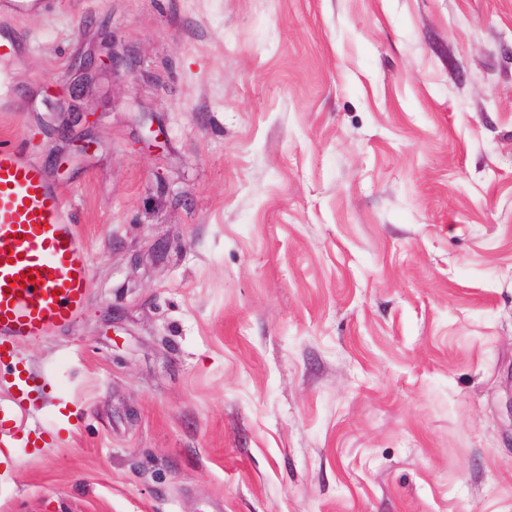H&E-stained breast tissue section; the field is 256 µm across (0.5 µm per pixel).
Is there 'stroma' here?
<instances>
[{
	"mask_svg": "<svg viewBox=\"0 0 512 512\" xmlns=\"http://www.w3.org/2000/svg\"><path fill=\"white\" fill-rule=\"evenodd\" d=\"M50 3L0 143L90 296L17 345L0 512H512V0Z\"/></svg>",
	"mask_w": 512,
	"mask_h": 512,
	"instance_id": "1",
	"label": "stroma"
}]
</instances>
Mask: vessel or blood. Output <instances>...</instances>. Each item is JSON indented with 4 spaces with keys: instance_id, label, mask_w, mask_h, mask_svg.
Returning a JSON list of instances; mask_svg holds the SVG:
<instances>
[{
    "instance_id": "vessel-or-blood-1",
    "label": "vessel or blood",
    "mask_w": 512,
    "mask_h": 512,
    "mask_svg": "<svg viewBox=\"0 0 512 512\" xmlns=\"http://www.w3.org/2000/svg\"><path fill=\"white\" fill-rule=\"evenodd\" d=\"M26 272L34 280L20 284ZM89 288V254L71 205L22 147L0 145V366L17 377L12 404H0V424L17 418L29 397L17 343L71 326Z\"/></svg>"
}]
</instances>
